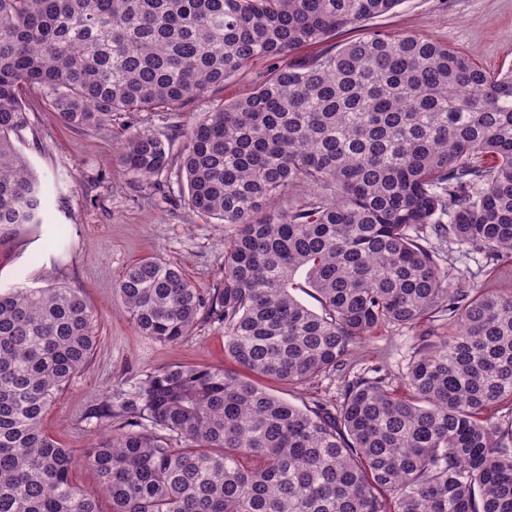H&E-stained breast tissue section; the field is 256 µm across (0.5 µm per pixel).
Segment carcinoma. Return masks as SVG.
<instances>
[{"mask_svg":"<svg viewBox=\"0 0 512 512\" xmlns=\"http://www.w3.org/2000/svg\"><path fill=\"white\" fill-rule=\"evenodd\" d=\"M400 0H0V231L43 223L18 142L25 96L62 122L177 112L256 59L264 82L183 137L195 212L236 227L208 299L175 265L141 260L118 292L136 328L176 344L224 326L237 371L172 365L128 404L150 428L84 458L43 416L91 362L94 315L65 285L0 292V512H101L73 480L93 469L111 512H512V288H459L431 239L512 264V67L489 74L434 39L369 30ZM320 46L313 57L298 51ZM166 135L136 129L117 163L150 181ZM307 194L295 206V188ZM319 311L291 294L297 271ZM445 314L454 334L341 404L303 407L257 377L303 386L385 326Z\"/></svg>","mask_w":512,"mask_h":512,"instance_id":"1","label":"carcinoma"}]
</instances>
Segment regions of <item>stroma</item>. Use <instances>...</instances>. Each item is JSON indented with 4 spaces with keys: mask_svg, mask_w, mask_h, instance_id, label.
<instances>
[{
    "mask_svg": "<svg viewBox=\"0 0 512 512\" xmlns=\"http://www.w3.org/2000/svg\"><path fill=\"white\" fill-rule=\"evenodd\" d=\"M369 27L447 44L491 74L512 67V0H401ZM266 74V62H255L227 79L222 90L181 111L123 115L99 131L69 127L40 100L30 101L34 131L22 148L42 183L44 221L0 239V291L41 288L51 279L66 284L86 299L98 331L92 361L43 418L45 431L61 447L81 455L104 433L121 428V405L148 373L174 363L234 369L224 351L223 326L200 323L191 336L170 346L139 333L122 310L119 278L150 256L179 267L201 295L212 293L224 275V248L234 228L193 212L175 175L166 172L137 183L118 169L116 157L130 128L187 127L219 102L251 92ZM429 329L449 333L442 319L422 322L415 330L382 328L357 341L347 357L346 376L377 366L393 388H400L418 346L417 333ZM346 376H321L304 386L277 383L273 389L300 406L317 398L336 403ZM105 406L111 407L112 419L94 418L93 409Z\"/></svg>",
    "mask_w": 512,
    "mask_h": 512,
    "instance_id": "1",
    "label": "stroma"
}]
</instances>
